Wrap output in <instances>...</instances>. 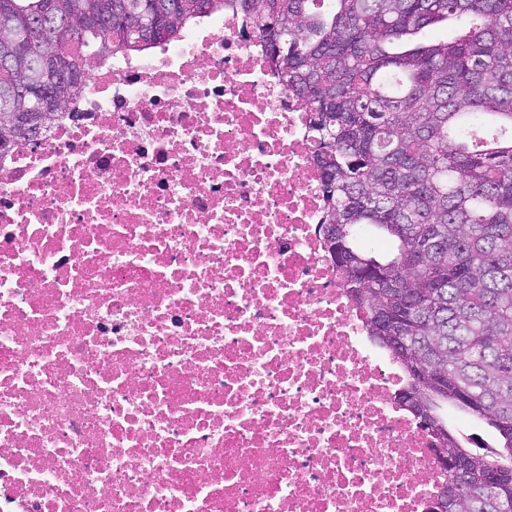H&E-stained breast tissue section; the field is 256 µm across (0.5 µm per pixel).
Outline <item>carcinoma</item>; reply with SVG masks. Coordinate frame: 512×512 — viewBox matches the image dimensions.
Masks as SVG:
<instances>
[{
  "label": "carcinoma",
  "mask_w": 512,
  "mask_h": 512,
  "mask_svg": "<svg viewBox=\"0 0 512 512\" xmlns=\"http://www.w3.org/2000/svg\"><path fill=\"white\" fill-rule=\"evenodd\" d=\"M0 0V155L38 136L23 110L46 56L100 67L226 9L310 112L321 236L370 340L423 378L412 412L462 463L447 512H512V0ZM448 20L460 36L418 41ZM84 89L79 80L50 127ZM483 426L478 445L446 408Z\"/></svg>",
  "instance_id": "1"
}]
</instances>
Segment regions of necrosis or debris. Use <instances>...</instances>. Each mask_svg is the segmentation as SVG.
Returning <instances> with one entry per match:
<instances>
[{
	"label": "necrosis or debris",
	"instance_id": "obj_1",
	"mask_svg": "<svg viewBox=\"0 0 512 512\" xmlns=\"http://www.w3.org/2000/svg\"><path fill=\"white\" fill-rule=\"evenodd\" d=\"M314 155L228 10L0 158V512H426Z\"/></svg>",
	"mask_w": 512,
	"mask_h": 512
}]
</instances>
